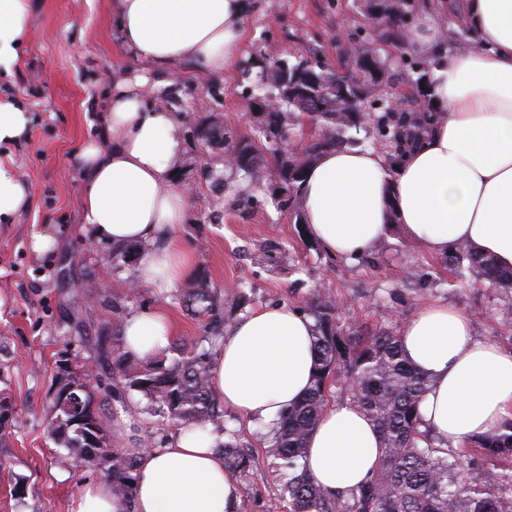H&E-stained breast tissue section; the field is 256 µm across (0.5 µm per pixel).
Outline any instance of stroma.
Here are the masks:
<instances>
[{"mask_svg":"<svg viewBox=\"0 0 512 512\" xmlns=\"http://www.w3.org/2000/svg\"><path fill=\"white\" fill-rule=\"evenodd\" d=\"M414 3L405 27L392 28L369 15L363 0H260L246 21L234 71L204 75L188 64L166 74V86L153 93L181 118L175 180L192 189L182 234L195 258L187 285L211 288L214 312L208 315L182 304L185 285L135 286L143 245L95 242L82 224L75 154L102 126L99 100L113 72L142 70L121 45L115 0H32V35L13 73L0 76V98L18 101L31 117L26 137L0 150L31 198L13 223H0V399L7 403L0 412V512H70L86 483L104 479L100 468L59 465L65 450L45 432L49 406L67 360L92 348L111 356L123 322L146 308L163 307L174 320L176 331L160 355L166 364L179 358L183 340L226 333L265 305L306 307L319 290L340 302L350 337L399 333L420 306L445 303L470 316L476 336L512 348V288L473 273L457 275L447 254L411 242L396 223L355 261L331 256L308 238L298 209L285 207L275 193L273 156L260 155L268 180L258 189L247 172L226 166L223 141L199 136L217 117L234 136L257 138L261 62L307 59L355 74V43L366 44L377 68L394 74L393 94L413 110L426 57L416 46L392 54L389 44L410 31L474 42L467 31L452 33L447 24L429 21L423 0ZM45 231L57 247L33 252V234ZM91 277L102 283L93 292L84 287ZM99 415L112 448L122 451L138 447L143 430H151L158 448L179 431L138 391L117 390ZM224 432L251 459L236 476V512H288L270 436L229 413Z\"/></svg>","mask_w":512,"mask_h":512,"instance_id":"1","label":"stroma"}]
</instances>
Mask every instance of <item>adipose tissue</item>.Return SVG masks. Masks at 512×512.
<instances>
[{
    "label": "adipose tissue",
    "instance_id": "obj_1",
    "mask_svg": "<svg viewBox=\"0 0 512 512\" xmlns=\"http://www.w3.org/2000/svg\"><path fill=\"white\" fill-rule=\"evenodd\" d=\"M256 0H117L123 46L156 70L193 64L235 68ZM474 49L430 48L429 104L439 114L399 165L372 150L338 149L312 163L301 187L311 238L334 256L369 250L390 222L435 253L458 243L512 270V0H460ZM33 28L28 0H0V71L12 73ZM142 74L115 72L102 103V138L78 152L83 222L100 242L144 245L137 279L187 281L193 260L180 237L190 204L173 180L183 147L176 113L148 99ZM29 191L0 160V222ZM126 351L157 353L173 333L160 309L123 325ZM406 359L430 378L420 405L439 438L459 444L512 419V349L474 336L469 316L439 304L418 308L400 331ZM313 322L285 304L241 318L211 358V388L225 410L274 432L314 371ZM222 432L182 430L139 454L133 512H235L238 484L224 466ZM307 466L324 491L349 494L377 469L380 434L356 405L324 409L309 437Z\"/></svg>",
    "mask_w": 512,
    "mask_h": 512
}]
</instances>
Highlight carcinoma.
<instances>
[{
    "instance_id": "carcinoma-1",
    "label": "carcinoma",
    "mask_w": 512,
    "mask_h": 512,
    "mask_svg": "<svg viewBox=\"0 0 512 512\" xmlns=\"http://www.w3.org/2000/svg\"><path fill=\"white\" fill-rule=\"evenodd\" d=\"M404 0H383L365 5L366 10L390 25L404 21ZM316 80L340 82L346 76L334 71L316 70L309 61L288 66L273 60L262 66V82L276 91L277 104L262 101V133L265 143L239 140L228 146L234 158L229 164L252 174L256 184L263 182L259 153L265 149L278 156L276 137L292 132L299 114L308 115L319 127L320 140L311 149L280 161L277 177L281 190L288 192L292 205L301 204L297 193L306 169L320 153L346 144V131L365 123L375 125L379 145L390 164L402 157L403 147L427 125L431 111L390 112L389 101L380 96L378 74L370 75L367 96L352 103L350 112L325 107L319 95H291L290 83L296 74ZM383 112H375L378 102ZM457 270H474L493 285L512 288V270L500 271L492 258L460 244L452 256ZM184 302L197 313L211 310L208 288L199 284L184 293ZM307 311L315 320L313 352L315 373L305 396L282 414L269 452L287 470L282 497L288 499L291 512H336L341 496L324 492L308 473L304 458L308 438L325 406L330 379L345 373L353 402L374 422L384 445L381 462L367 483L348 495L344 512H512V466L486 481L464 475L463 458L468 448H482L487 454L512 458V421L475 438L460 448L443 447L424 423L420 405L429 389V378L412 367L402 355L400 339L378 330L369 336L345 338L339 331V305L329 296H313ZM183 349L194 348L191 355L169 365L152 357H138L116 348L112 359V387H125L143 393L162 414L187 427L207 424L223 429V412L211 390L208 353L197 352L191 340ZM67 378L59 391L68 392L80 409L70 411L52 402L47 433L67 449L63 460H78L91 466L105 465L112 471V496L132 512L138 459L109 447L103 422L95 408L101 390L92 379L87 363L65 368ZM224 464L233 471L248 467L249 458L227 442L223 447Z\"/></svg>"
}]
</instances>
